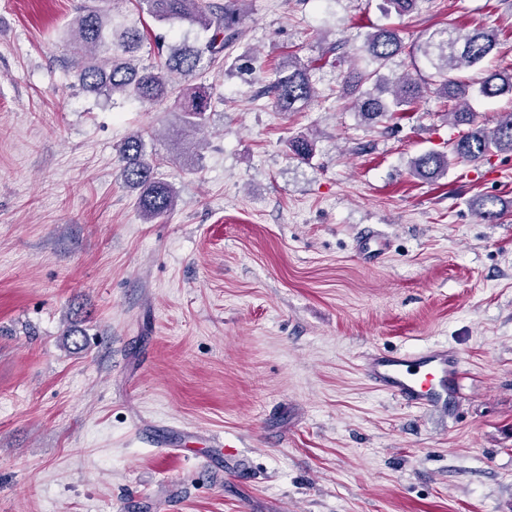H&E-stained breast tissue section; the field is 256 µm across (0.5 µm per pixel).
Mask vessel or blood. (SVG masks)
<instances>
[{
	"label": "vessel or blood",
	"instance_id": "1",
	"mask_svg": "<svg viewBox=\"0 0 512 512\" xmlns=\"http://www.w3.org/2000/svg\"><path fill=\"white\" fill-rule=\"evenodd\" d=\"M461 363L455 348L432 345L408 353H367L362 371L376 389L401 404L446 415L455 405Z\"/></svg>",
	"mask_w": 512,
	"mask_h": 512
}]
</instances>
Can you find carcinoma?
I'll list each match as a JSON object with an SVG mask.
<instances>
[{
	"label": "carcinoma",
	"mask_w": 512,
	"mask_h": 512,
	"mask_svg": "<svg viewBox=\"0 0 512 512\" xmlns=\"http://www.w3.org/2000/svg\"><path fill=\"white\" fill-rule=\"evenodd\" d=\"M245 0H136L140 11L160 25L187 22L211 32L203 45L186 43L170 45L160 35L157 55L164 57L158 64H144L138 57L144 34L135 26L117 23L114 16L96 6H83L73 20L69 39L70 54L76 77L83 89L106 98L115 93L135 97L150 105H161L170 99L179 102L184 126L194 130L205 127L207 112L212 108L210 88L199 83L181 85L173 81L195 80L206 70L224 64L225 51L241 33ZM498 37L493 29L477 27L467 33L448 26L435 30L407 45L391 27H379L366 35L360 52L375 64L373 69H354L348 80L356 87L353 109L362 121L372 123L390 112H407L424 96L426 87L410 76H390L383 73L398 55L420 54L440 78L439 92L445 99L462 103L449 115L458 125L474 123L469 111L468 94L473 86L484 97L512 93V67L486 70L482 62L495 49ZM462 68L480 71V77L470 81L455 74ZM390 91V100L382 93ZM275 107L281 112H293L296 104L311 101L315 91L310 69L293 59L275 71L268 87ZM313 141L303 135L288 139L289 150L297 156L312 154ZM512 153V112L499 115L495 127L475 128L448 140V152H427L411 161L412 173L432 180L448 169L450 161L475 163L494 153ZM119 176L123 183L138 190V205L145 222L171 212L176 205V192L158 177L156 165L147 154L143 135L133 134L119 149Z\"/></svg>",
	"instance_id": "1"
}]
</instances>
